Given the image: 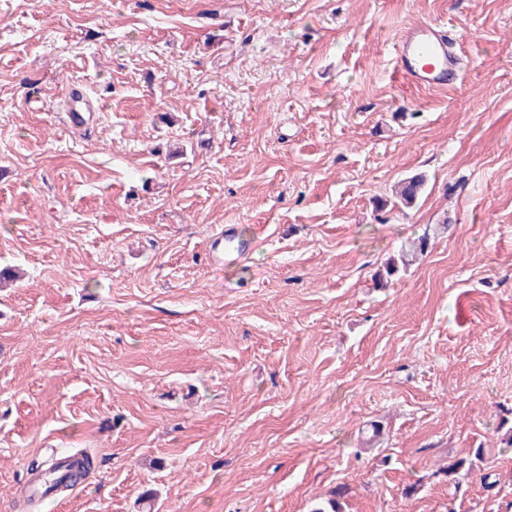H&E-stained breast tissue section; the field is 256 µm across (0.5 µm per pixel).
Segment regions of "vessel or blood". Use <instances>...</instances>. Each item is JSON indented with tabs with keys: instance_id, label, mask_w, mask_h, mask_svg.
I'll use <instances>...</instances> for the list:
<instances>
[{
	"instance_id": "1",
	"label": "vessel or blood",
	"mask_w": 512,
	"mask_h": 512,
	"mask_svg": "<svg viewBox=\"0 0 512 512\" xmlns=\"http://www.w3.org/2000/svg\"><path fill=\"white\" fill-rule=\"evenodd\" d=\"M397 71L414 84L432 89L453 87L461 75V49H458L446 25L421 21L402 30L394 44ZM91 106L83 98L68 99L63 123L69 128L85 126ZM255 248L253 240L240 238L235 225H225L210 245L213 259L232 262L247 256ZM70 458L58 456L54 471L40 475L29 486L31 496L39 500L53 498L57 481L67 473Z\"/></svg>"
}]
</instances>
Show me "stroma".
<instances>
[{"instance_id": "stroma-1", "label": "stroma", "mask_w": 512, "mask_h": 512, "mask_svg": "<svg viewBox=\"0 0 512 512\" xmlns=\"http://www.w3.org/2000/svg\"><path fill=\"white\" fill-rule=\"evenodd\" d=\"M424 20L456 88L394 72ZM5 265L0 512H512V0H0ZM63 99L67 102L66 108L62 111L64 112V125L69 128H78L87 125L89 118V113L87 112H92L88 101L79 96L73 99L71 94L65 96ZM425 180L422 176H413L404 180L396 192L394 206L409 209L415 206L424 189ZM255 249L253 239H242L238 236L234 224L224 225V228L217 232L210 245V254L217 264L232 262L244 258ZM428 237L423 235L420 239L408 241L402 245L397 255L390 257L383 270H379L375 276V281L378 286H384L388 279L396 276L400 271L405 272L409 269L414 262L417 261L428 248ZM70 457L60 455L56 458V469L52 472L40 475L29 485V493L36 499L46 500L55 496V485L57 481L68 473Z\"/></svg>"}]
</instances>
